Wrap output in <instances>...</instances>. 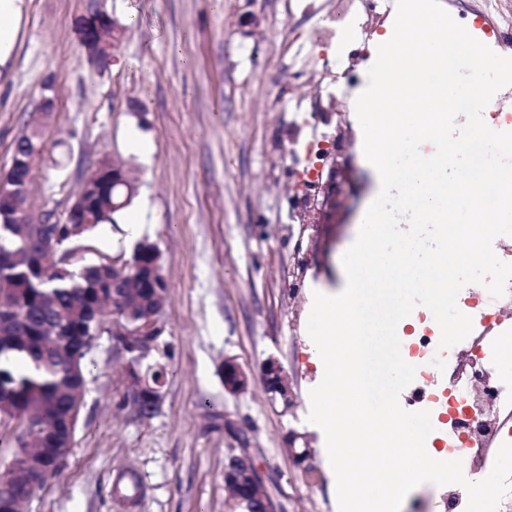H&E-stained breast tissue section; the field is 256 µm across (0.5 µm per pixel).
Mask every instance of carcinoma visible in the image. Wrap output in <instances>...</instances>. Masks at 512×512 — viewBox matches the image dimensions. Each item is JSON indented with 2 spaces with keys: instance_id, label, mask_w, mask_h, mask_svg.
I'll use <instances>...</instances> for the list:
<instances>
[{
  "instance_id": "1",
  "label": "carcinoma",
  "mask_w": 512,
  "mask_h": 512,
  "mask_svg": "<svg viewBox=\"0 0 512 512\" xmlns=\"http://www.w3.org/2000/svg\"><path fill=\"white\" fill-rule=\"evenodd\" d=\"M94 228L87 224L73 236L68 224H0V289H11L0 296V323L11 326L0 334V401L25 423L36 447L81 405L86 347L112 323L93 314L98 295L110 291L101 271H112V264H88L65 279L48 275L36 256L48 237L60 248ZM21 444L22 437L0 427V466Z\"/></svg>"
}]
</instances>
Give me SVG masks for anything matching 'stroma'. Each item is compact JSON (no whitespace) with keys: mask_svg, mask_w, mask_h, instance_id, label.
Returning <instances> with one entry per match:
<instances>
[{"mask_svg":"<svg viewBox=\"0 0 512 512\" xmlns=\"http://www.w3.org/2000/svg\"><path fill=\"white\" fill-rule=\"evenodd\" d=\"M455 21L494 45L512 0H440ZM14 49L0 66V172L31 129L42 152L27 206L35 219L65 222L94 164L108 159L136 187L129 210L88 236L89 250L64 247L54 262L129 261L128 211L161 253L166 304L160 338L144 357L165 365L162 399L150 417L125 403L130 355L103 333L84 360L85 406L60 479L30 512H226L224 466L248 451L277 512H339L319 435L301 420L319 383L307 333L309 290L340 283L339 263L376 177L359 148L342 151L347 199L324 223L301 226L304 155L294 128L313 124L288 102H313L311 64L280 48L332 17L336 0H17ZM121 28L109 66L80 42L92 13ZM151 147L131 151L128 132ZM250 375L225 391L224 359ZM289 391L269 393L268 359ZM310 449L309 467L294 452ZM141 488L134 508L113 493L122 473Z\"/></svg>","mask_w":512,"mask_h":512,"instance_id":"obj_1","label":"stroma"}]
</instances>
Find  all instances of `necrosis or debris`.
<instances>
[{
    "mask_svg": "<svg viewBox=\"0 0 512 512\" xmlns=\"http://www.w3.org/2000/svg\"><path fill=\"white\" fill-rule=\"evenodd\" d=\"M338 2L335 23L312 28L294 51L296 59L309 60L316 57L320 49L336 48L335 69L317 74L325 95L310 107L303 100H294L290 105L292 111L303 112L310 108L316 112H333L345 106L350 92L347 76L355 70L357 60L341 51L338 26L344 23L352 28L370 27L389 15L387 0ZM338 135L336 126L326 121L306 139L304 161L312 181L323 179L336 153ZM501 308H512V282L507 283L500 297H492L484 291L478 293L476 302L460 304V311L472 319V331L453 350H440L437 336L428 328L400 345L403 358L416 367V387L424 393L427 408H438L446 417L445 445L449 453L461 458L476 474L485 471L505 441L506 426L512 423V385L495 382L488 338L494 328L491 316ZM444 369L450 372L448 386L435 390L431 386L432 379Z\"/></svg>",
    "mask_w": 512,
    "mask_h": 512,
    "instance_id": "necrosis-or-debris-1",
    "label": "necrosis or debris"
}]
</instances>
